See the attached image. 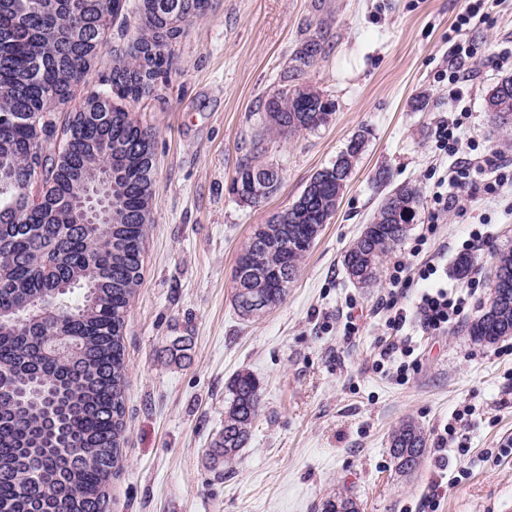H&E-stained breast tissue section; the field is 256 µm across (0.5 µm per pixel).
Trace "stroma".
Returning a JSON list of instances; mask_svg holds the SVG:
<instances>
[{
  "instance_id": "1",
  "label": "stroma",
  "mask_w": 512,
  "mask_h": 512,
  "mask_svg": "<svg viewBox=\"0 0 512 512\" xmlns=\"http://www.w3.org/2000/svg\"><path fill=\"white\" fill-rule=\"evenodd\" d=\"M467 0H211L206 17L171 47L172 68L126 109L156 132L157 170L143 279L127 313L128 375L123 469L109 487L110 512H321L348 494L360 512H512V337L483 346L464 324L412 333L418 362L407 382L397 362L380 360L390 338L381 300L389 265L374 287L354 286L341 259L370 223L388 187L421 190L417 217L394 247L409 256L417 240L444 252L439 284L472 292L468 318L488 300L495 254L512 245V184L497 200L477 196L489 241L459 276L458 249L472 230L449 216L428 219L434 175L448 161L434 151L449 118L448 54L456 38L474 44L459 62L462 138L512 160V134L486 110L488 91L505 72L490 61L512 43V0H488L463 34L454 24ZM139 0L106 33L82 90L101 88L112 59L128 53ZM324 52L299 68L303 39ZM307 82L336 104L315 131L267 135L263 104L294 82ZM366 136L338 208L307 255L285 301L246 321L233 305L232 272L253 225L298 198L311 176L332 163L355 134ZM281 170L278 191L260 206L230 190L253 148ZM387 173L388 187L379 186ZM357 325L346 335V321ZM186 339L180 360L169 347ZM240 372L261 386L251 440L230 469L208 452L224 428L227 385ZM418 422L428 444L422 465L397 473L391 429ZM454 446L441 448L447 426Z\"/></svg>"
}]
</instances>
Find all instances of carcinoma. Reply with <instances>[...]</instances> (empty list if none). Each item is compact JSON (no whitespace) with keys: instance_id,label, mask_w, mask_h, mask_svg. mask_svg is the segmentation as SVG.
<instances>
[{"instance_id":"carcinoma-1","label":"carcinoma","mask_w":512,"mask_h":512,"mask_svg":"<svg viewBox=\"0 0 512 512\" xmlns=\"http://www.w3.org/2000/svg\"><path fill=\"white\" fill-rule=\"evenodd\" d=\"M126 0H0V512H109L108 489L122 468L128 309L143 276L152 223L156 134L134 120L123 102L138 99L167 73L169 48L203 18L209 0H140L136 52L112 59L104 88L70 107L96 63L106 31ZM318 36L304 39L298 61L322 56ZM265 129L278 136L328 124L336 106L299 83L263 104ZM66 111L63 126L56 113ZM487 111L508 126L512 76L487 95ZM366 137L353 136L330 165L309 179L308 192L257 224L240 249L233 276L234 308L243 319L270 313L288 289L271 288L298 274L323 225L336 212ZM110 171L108 223L87 224L79 205L93 175ZM270 164L250 153L231 185L251 205ZM41 173L40 195L28 174ZM417 187L403 184L383 200L372 223L343 255L348 276L374 284L385 252L400 243L420 205ZM507 276L502 302L487 306L466 328L490 345L512 336V248L497 253ZM224 438L211 460L229 464L251 437L260 410V383L251 373L228 386ZM425 430L413 421L389 437L396 472L420 467ZM322 512H358L341 492Z\"/></svg>"}]
</instances>
